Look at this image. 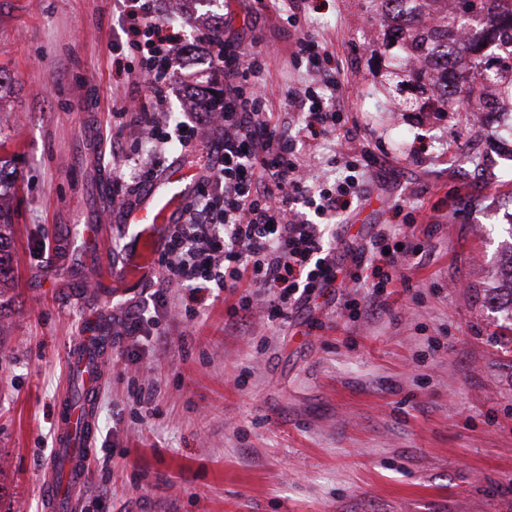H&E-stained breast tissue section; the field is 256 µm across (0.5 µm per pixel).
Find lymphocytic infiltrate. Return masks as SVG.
I'll use <instances>...</instances> for the list:
<instances>
[{"label": "lymphocytic infiltrate", "instance_id": "obj_1", "mask_svg": "<svg viewBox=\"0 0 512 512\" xmlns=\"http://www.w3.org/2000/svg\"><path fill=\"white\" fill-rule=\"evenodd\" d=\"M157 14V0H122L126 52L112 63L131 83L147 84L150 94L131 106H113L112 112L126 124L145 128L162 147H203L210 162L158 259L164 275L150 306H137L112 324V343L132 364L148 334V308L165 307L171 289L187 288L195 297L224 292L233 300L229 322L244 326L259 310L269 321L288 319L315 290L333 287L339 265L326 247L328 222L367 191L354 175L333 184L306 177L290 127L274 119L268 107L259 53L235 58L229 66L225 60L241 48V40L202 39L201 51L224 77L223 96L213 97L182 65L184 18L177 14L162 23ZM296 49L308 58L314 75L310 85L289 91V107L308 130H339L342 84L323 66L325 47L305 34ZM175 82L195 111L185 125L170 129L160 118V105ZM383 240L376 234L367 253L352 256V282H360L369 267L381 276L370 301L354 291L344 293L340 309L348 317H358L365 305L376 308L392 281L404 248H385Z\"/></svg>", "mask_w": 512, "mask_h": 512}]
</instances>
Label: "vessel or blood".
I'll return each mask as SVG.
<instances>
[{"label":"vessel or blood","instance_id":"1","mask_svg":"<svg viewBox=\"0 0 512 512\" xmlns=\"http://www.w3.org/2000/svg\"><path fill=\"white\" fill-rule=\"evenodd\" d=\"M197 181L196 168L178 162L152 180L138 200L124 209L122 222L131 245L120 261L103 266L113 287L138 288L152 278L158 245L178 222ZM111 355L112 339L104 335L95 320L90 322L88 333L73 338L66 346L71 388L59 406L56 455L42 500L44 512H72L74 493L88 478L96 432L95 399Z\"/></svg>","mask_w":512,"mask_h":512}]
</instances>
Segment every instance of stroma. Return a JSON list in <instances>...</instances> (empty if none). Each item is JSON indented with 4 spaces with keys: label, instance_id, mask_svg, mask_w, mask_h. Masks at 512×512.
Listing matches in <instances>:
<instances>
[{
    "label": "stroma",
    "instance_id": "stroma-1",
    "mask_svg": "<svg viewBox=\"0 0 512 512\" xmlns=\"http://www.w3.org/2000/svg\"><path fill=\"white\" fill-rule=\"evenodd\" d=\"M194 0L196 14L258 40L268 105L285 116L310 79L283 14L324 41L346 97L349 141L320 137L317 175L357 166L367 193L335 222L337 257L379 230L411 239L402 280L349 319L313 293L288 322L227 323L223 299L171 291L163 347L144 344L153 382L113 351L75 512H512V315L493 301L512 256V139L466 112H400L372 53L369 0ZM118 0H0V182L14 285L0 301V512H43L66 389L64 346L87 307L67 296L94 267L83 230L125 153L149 142L112 104L137 89L112 66L125 39ZM479 140L480 156L470 144Z\"/></svg>",
    "mask_w": 512,
    "mask_h": 512
}]
</instances>
